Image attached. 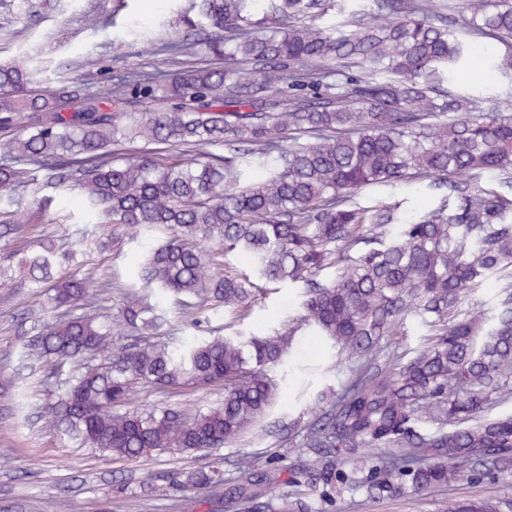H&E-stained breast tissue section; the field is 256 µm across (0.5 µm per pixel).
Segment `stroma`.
Here are the masks:
<instances>
[{"label":"stroma","mask_w":512,"mask_h":512,"mask_svg":"<svg viewBox=\"0 0 512 512\" xmlns=\"http://www.w3.org/2000/svg\"><path fill=\"white\" fill-rule=\"evenodd\" d=\"M187 4L188 0H30L29 12L23 13L9 0H0V61L47 59L56 66H70L72 76L100 91L113 88L136 67L164 72L205 66L209 60L201 55L171 63L159 45L135 43L129 36L134 28L157 30L166 24L183 30L181 16ZM470 46L473 63L456 78L453 89L482 96L507 91L512 79L493 65L495 58L507 54V46L486 38L471 39ZM452 193L450 183L435 186L415 180L365 189L356 200L365 207H396L399 219L405 220L432 210ZM13 208L21 213L24 225L0 238V250L22 248L43 235L68 248L74 246L77 231H87L85 261L94 271L87 288L93 302L106 309L118 308L128 291L140 287L141 257L164 238L163 233L146 229L134 240L98 248L101 227L87 216L84 200L75 192L55 195L51 210L60 217L56 224L43 223L30 193L17 194ZM299 301L296 289L259 282L249 314L234 323L220 311H204L193 318L175 310L172 298H163L162 303L170 310L169 336L187 342L216 329L227 336L271 335L282 328ZM38 302V294L28 288L0 301V369L14 378L12 386L0 387V512H56L60 499L67 501L68 512H128L133 495L139 499V512H177L180 493L166 481L176 472L216 466L231 483L243 457L257 470L283 476L293 467H313L300 437L318 417L316 395L340 393L352 365L351 360L338 358L324 339L309 332L299 334L298 364L283 382L282 398L265 418L263 430L216 452L119 461L42 429L39 416L56 401L58 392L55 385L44 384L42 371L32 369L23 357L30 331L41 318ZM223 398L224 388L217 385L199 391L144 390L137 402L192 411ZM288 423L294 424V432H281V425ZM466 496L499 500L504 512H512V475L473 483L460 480L419 494L381 499L347 486L337 487L328 498L318 487L289 493L294 512H452Z\"/></svg>","instance_id":"35a3bbf8"}]
</instances>
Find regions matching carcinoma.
Listing matches in <instances>:
<instances>
[{"label": "carcinoma", "mask_w": 512, "mask_h": 512, "mask_svg": "<svg viewBox=\"0 0 512 512\" xmlns=\"http://www.w3.org/2000/svg\"><path fill=\"white\" fill-rule=\"evenodd\" d=\"M326 3L343 16L328 29L306 21ZM466 33L512 43V0H464ZM438 0H191L188 34L163 43L175 54L204 51L215 64L176 73L133 71L102 97L50 62L0 64V203L45 187L79 192L108 237L142 227L171 237L141 263L144 295L117 319L87 302L78 250L47 238L0 256V288L16 266L39 289L42 321L25 358L46 378L67 362L100 359L72 376L45 428L115 460L219 450L253 430L280 396L279 367L293 361L295 326L362 361L337 399L321 404L303 446L315 456L378 448L380 464L357 478L325 467L331 489L358 483L371 497L424 492L458 478L512 472V200L485 188L459 191L431 212L393 224L386 206H358L368 186L410 177L442 181L473 171L512 177V103L443 88L466 67L470 43L448 25ZM274 22L258 28L253 17ZM267 177L246 180L247 167ZM363 244L365 248L357 249ZM234 250L254 273L302 288L288 329L272 336H205L181 345L156 339L169 323L152 292H171L185 312L248 311L256 284L221 271ZM336 268L332 278L322 277ZM494 274L505 279L493 314L461 310ZM410 315L433 327L429 345L380 362L378 344ZM224 386V402L188 412L129 408L144 388ZM454 424L430 434L420 423ZM433 460L401 469L396 449ZM238 499L266 491L288 506L282 483L238 463ZM179 489L224 486L216 469L176 473ZM455 512H500L490 498Z\"/></svg>", "instance_id": "obj_1"}]
</instances>
